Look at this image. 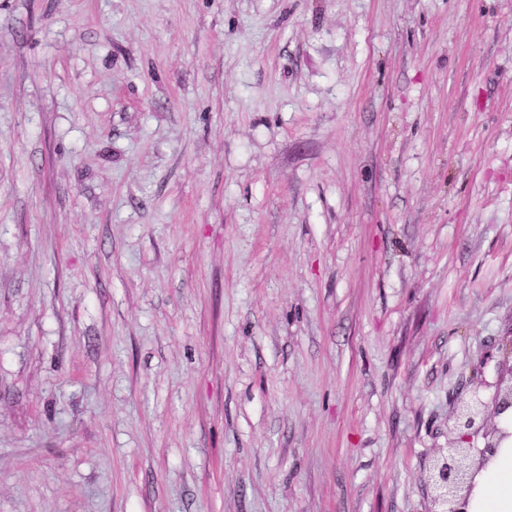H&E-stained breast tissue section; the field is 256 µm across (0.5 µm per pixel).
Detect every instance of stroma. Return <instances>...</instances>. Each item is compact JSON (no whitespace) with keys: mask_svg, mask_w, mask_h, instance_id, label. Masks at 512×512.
Returning <instances> with one entry per match:
<instances>
[{"mask_svg":"<svg viewBox=\"0 0 512 512\" xmlns=\"http://www.w3.org/2000/svg\"><path fill=\"white\" fill-rule=\"evenodd\" d=\"M512 331V0H0V512H430Z\"/></svg>","mask_w":512,"mask_h":512,"instance_id":"35a3bbf8","label":"stroma"}]
</instances>
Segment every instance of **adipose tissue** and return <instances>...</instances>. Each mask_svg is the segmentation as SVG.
I'll list each match as a JSON object with an SVG mask.
<instances>
[{
	"mask_svg": "<svg viewBox=\"0 0 512 512\" xmlns=\"http://www.w3.org/2000/svg\"><path fill=\"white\" fill-rule=\"evenodd\" d=\"M469 512H512V443H504L475 476Z\"/></svg>",
	"mask_w": 512,
	"mask_h": 512,
	"instance_id": "1",
	"label": "adipose tissue"
}]
</instances>
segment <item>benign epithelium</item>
<instances>
[{"label":"benign epithelium","instance_id":"1","mask_svg":"<svg viewBox=\"0 0 512 512\" xmlns=\"http://www.w3.org/2000/svg\"><path fill=\"white\" fill-rule=\"evenodd\" d=\"M499 353L502 360L498 361V367H507L508 376H499L491 398H484L476 390L468 401L455 407L453 446L439 449L427 468L426 479L432 489L433 509L430 512H464L457 506V501L470 495L474 470L482 467L502 442L512 437L511 430L498 424L490 431L485 429L488 417L499 419L512 411V335L502 340ZM481 432L489 438L484 447L475 450L466 446Z\"/></svg>","mask_w":512,"mask_h":512}]
</instances>
